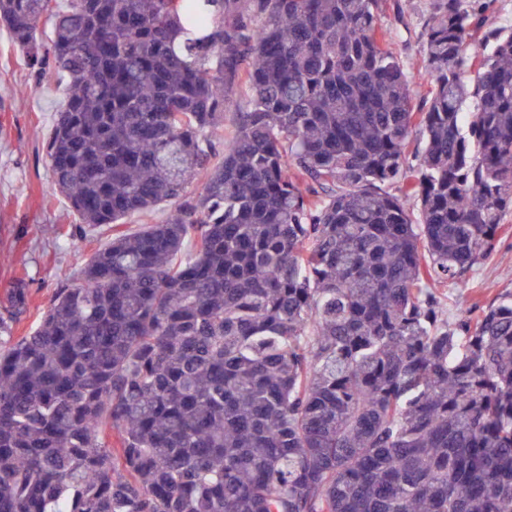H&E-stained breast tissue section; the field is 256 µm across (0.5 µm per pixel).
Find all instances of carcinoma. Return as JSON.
Listing matches in <instances>:
<instances>
[{
  "instance_id": "cac0c4a2",
  "label": "carcinoma",
  "mask_w": 512,
  "mask_h": 512,
  "mask_svg": "<svg viewBox=\"0 0 512 512\" xmlns=\"http://www.w3.org/2000/svg\"><path fill=\"white\" fill-rule=\"evenodd\" d=\"M492 2L433 0L420 104L382 0H0L73 237L175 203L0 349V512H512V292L437 294L512 211Z\"/></svg>"
}]
</instances>
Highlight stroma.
Listing matches in <instances>:
<instances>
[{"label": "stroma", "mask_w": 512, "mask_h": 512, "mask_svg": "<svg viewBox=\"0 0 512 512\" xmlns=\"http://www.w3.org/2000/svg\"><path fill=\"white\" fill-rule=\"evenodd\" d=\"M432 0H386L383 21L394 32V49L415 75V100H423L430 78L422 67L421 32ZM27 97H19L21 88ZM63 104L61 85L37 79L22 52L0 27V301L18 280L29 283L26 317L14 326L20 336L34 327L57 288L76 284L78 271L93 250L112 237V225L72 232L77 222L57 193L46 161V139ZM492 258L477 266L471 282L484 301L512 292V214Z\"/></svg>", "instance_id": "35a3bbf8"}]
</instances>
